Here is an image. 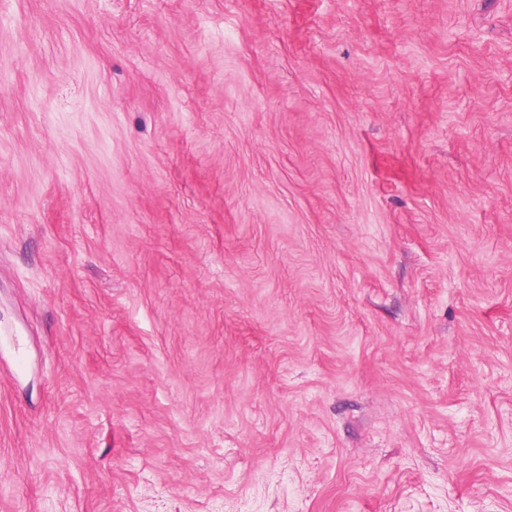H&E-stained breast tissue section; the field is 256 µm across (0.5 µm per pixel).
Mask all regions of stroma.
I'll return each instance as SVG.
<instances>
[{
	"label": "stroma",
	"instance_id": "obj_1",
	"mask_svg": "<svg viewBox=\"0 0 512 512\" xmlns=\"http://www.w3.org/2000/svg\"><path fill=\"white\" fill-rule=\"evenodd\" d=\"M0 512H512V0H0Z\"/></svg>",
	"mask_w": 512,
	"mask_h": 512
}]
</instances>
